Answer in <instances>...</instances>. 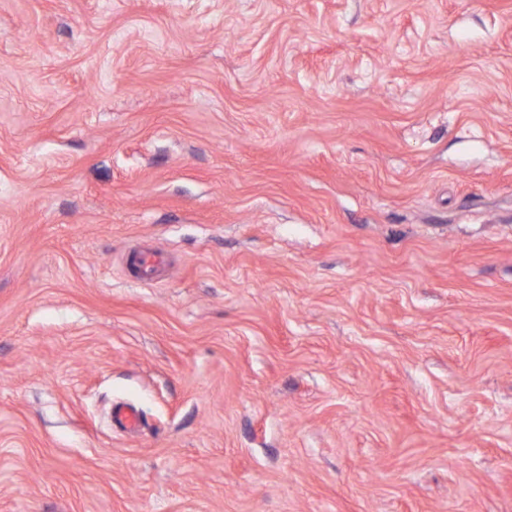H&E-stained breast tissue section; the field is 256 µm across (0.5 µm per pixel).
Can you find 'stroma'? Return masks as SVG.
Instances as JSON below:
<instances>
[{"label": "stroma", "instance_id": "obj_1", "mask_svg": "<svg viewBox=\"0 0 512 512\" xmlns=\"http://www.w3.org/2000/svg\"><path fill=\"white\" fill-rule=\"evenodd\" d=\"M0 512H512V0H0Z\"/></svg>", "mask_w": 512, "mask_h": 512}]
</instances>
